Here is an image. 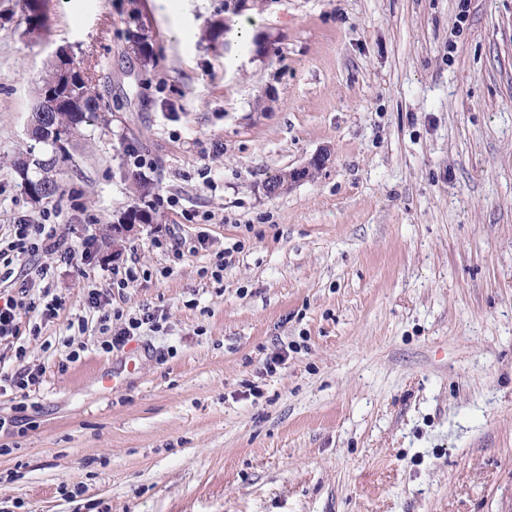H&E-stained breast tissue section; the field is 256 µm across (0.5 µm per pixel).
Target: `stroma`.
I'll return each instance as SVG.
<instances>
[{
	"mask_svg": "<svg viewBox=\"0 0 512 512\" xmlns=\"http://www.w3.org/2000/svg\"><path fill=\"white\" fill-rule=\"evenodd\" d=\"M235 3L47 0L29 33L0 0V235L50 211L73 255L0 281L64 302L0 395V512H512V0ZM61 46L107 122L35 203L12 162ZM91 286L158 329L103 351ZM327 154H315L304 166L288 171V179L284 178L285 173L275 175L266 184V189L270 193H276L281 190L285 185H292V183L300 182L309 178L313 173L320 170L326 163ZM45 373L42 366H22L14 374H0V394L11 392L31 391L32 387L40 386ZM3 383V384H2Z\"/></svg>",
	"mask_w": 512,
	"mask_h": 512,
	"instance_id": "stroma-1",
	"label": "stroma"
}]
</instances>
